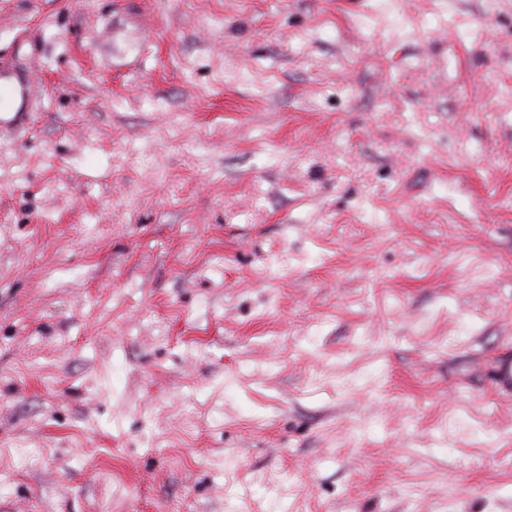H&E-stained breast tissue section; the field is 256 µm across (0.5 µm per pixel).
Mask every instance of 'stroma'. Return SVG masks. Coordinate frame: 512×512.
I'll return each instance as SVG.
<instances>
[{
    "instance_id": "obj_1",
    "label": "stroma",
    "mask_w": 512,
    "mask_h": 512,
    "mask_svg": "<svg viewBox=\"0 0 512 512\" xmlns=\"http://www.w3.org/2000/svg\"><path fill=\"white\" fill-rule=\"evenodd\" d=\"M0 512H512V0H0ZM32 109L29 75L14 67L0 65V129H15Z\"/></svg>"
}]
</instances>
